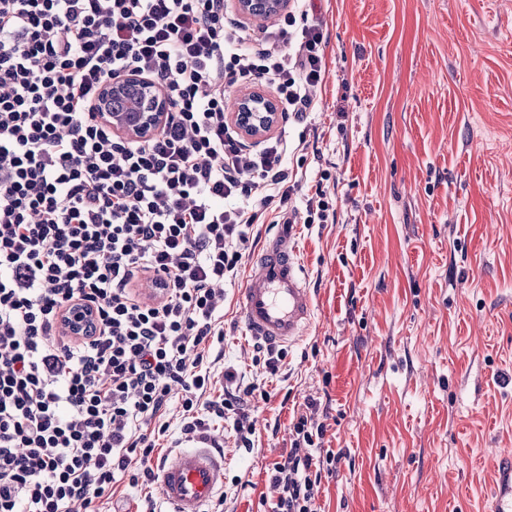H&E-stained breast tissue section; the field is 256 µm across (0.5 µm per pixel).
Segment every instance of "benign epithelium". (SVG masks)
Segmentation results:
<instances>
[{
  "label": "benign epithelium",
  "instance_id": "benign-epithelium-1",
  "mask_svg": "<svg viewBox=\"0 0 512 512\" xmlns=\"http://www.w3.org/2000/svg\"><path fill=\"white\" fill-rule=\"evenodd\" d=\"M237 11L245 18L277 15L287 0H235ZM170 103L158 85L136 73L112 78L103 85L97 102V119L110 126L124 140H146L161 128ZM234 122L245 136L258 141L278 123L276 104L255 90H244L236 99Z\"/></svg>",
  "mask_w": 512,
  "mask_h": 512
}]
</instances>
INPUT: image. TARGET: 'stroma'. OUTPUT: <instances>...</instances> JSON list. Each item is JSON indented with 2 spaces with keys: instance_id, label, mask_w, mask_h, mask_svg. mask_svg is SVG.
I'll use <instances>...</instances> for the list:
<instances>
[{
  "instance_id": "35a3bbf8",
  "label": "stroma",
  "mask_w": 512,
  "mask_h": 512,
  "mask_svg": "<svg viewBox=\"0 0 512 512\" xmlns=\"http://www.w3.org/2000/svg\"><path fill=\"white\" fill-rule=\"evenodd\" d=\"M308 9L326 74L315 112L286 125L313 156L285 165L323 186L335 220L293 228L314 319L277 375L252 361L245 276L226 288L222 362L263 377L271 400L252 452L214 427L224 512H263L309 395L344 453L324 512H490L492 455L512 448V0Z\"/></svg>"
}]
</instances>
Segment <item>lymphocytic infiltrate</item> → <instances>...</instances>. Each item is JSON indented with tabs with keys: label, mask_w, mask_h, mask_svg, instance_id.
I'll list each match as a JSON object with an SVG mask.
<instances>
[{
	"label": "lymphocytic infiltrate",
	"mask_w": 512,
	"mask_h": 512,
	"mask_svg": "<svg viewBox=\"0 0 512 512\" xmlns=\"http://www.w3.org/2000/svg\"><path fill=\"white\" fill-rule=\"evenodd\" d=\"M323 38L305 0L258 31L225 0H0V512H99L120 484L156 482L160 439L207 440L218 421L254 449L269 393L228 368L223 395H207L225 287L273 203L303 195L306 223L324 224L329 202L290 176L286 139L247 148L224 98L266 82L303 121ZM132 71L172 102L145 141L94 116L105 82ZM82 305L97 329L70 335ZM319 410L308 397L294 412L266 470L268 512H322L343 454Z\"/></svg>",
	"instance_id": "lymphocytic-infiltrate-1"
}]
</instances>
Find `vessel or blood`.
<instances>
[{
	"label": "vessel or blood",
	"mask_w": 512,
	"mask_h": 512,
	"mask_svg": "<svg viewBox=\"0 0 512 512\" xmlns=\"http://www.w3.org/2000/svg\"><path fill=\"white\" fill-rule=\"evenodd\" d=\"M241 306L254 339L292 345L305 336L314 304L287 233H278L250 262ZM494 467L491 512H512L511 448L496 451ZM158 486L168 512H207L224 488V455L211 446L183 450L161 465Z\"/></svg>",
	"instance_id": "vessel-or-blood-1"
}]
</instances>
